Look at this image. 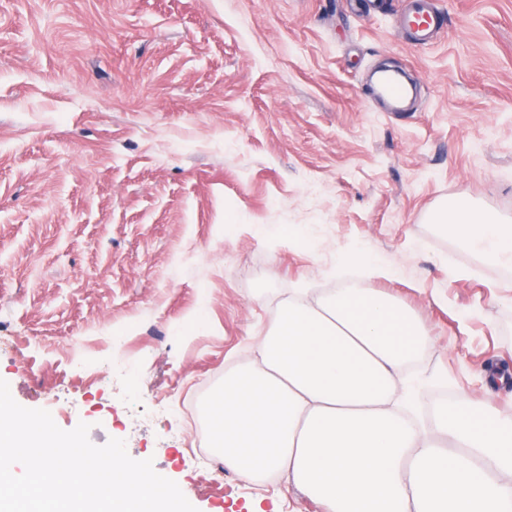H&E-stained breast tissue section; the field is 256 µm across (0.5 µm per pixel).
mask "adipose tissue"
I'll return each instance as SVG.
<instances>
[{
	"label": "adipose tissue",
	"mask_w": 512,
	"mask_h": 512,
	"mask_svg": "<svg viewBox=\"0 0 512 512\" xmlns=\"http://www.w3.org/2000/svg\"><path fill=\"white\" fill-rule=\"evenodd\" d=\"M434 223L512 263V224L459 196ZM429 347L415 316L371 288L292 289L225 373L211 445L250 482L284 476L322 512H512V418L467 399L411 420L408 367Z\"/></svg>",
	"instance_id": "ef3b65f1"
}]
</instances>
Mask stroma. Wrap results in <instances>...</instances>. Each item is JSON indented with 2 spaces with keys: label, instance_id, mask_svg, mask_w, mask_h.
<instances>
[{
  "label": "stroma",
  "instance_id": "obj_1",
  "mask_svg": "<svg viewBox=\"0 0 512 512\" xmlns=\"http://www.w3.org/2000/svg\"><path fill=\"white\" fill-rule=\"evenodd\" d=\"M0 0V378L90 441H125L198 512H320L222 469L205 403L289 289L363 253L418 316L436 393L512 417V271L441 231L464 194L512 220V0ZM410 74L389 112L369 75ZM93 362L81 377L72 362ZM223 470V496L198 494ZM412 1L413 8L403 24L412 31L417 41H426L434 28L442 26V16L434 12L431 0Z\"/></svg>",
  "mask_w": 512,
  "mask_h": 512
}]
</instances>
